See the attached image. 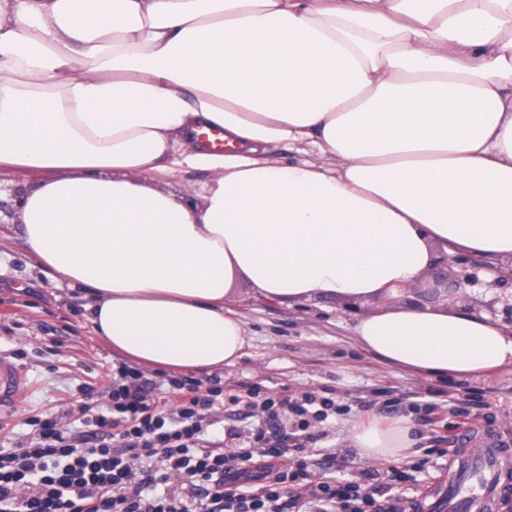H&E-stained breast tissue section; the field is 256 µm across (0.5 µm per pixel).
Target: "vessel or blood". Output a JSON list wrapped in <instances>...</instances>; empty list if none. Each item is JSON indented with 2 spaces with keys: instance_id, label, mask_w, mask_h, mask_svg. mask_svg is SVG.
<instances>
[{
  "instance_id": "1",
  "label": "vessel or blood",
  "mask_w": 512,
  "mask_h": 512,
  "mask_svg": "<svg viewBox=\"0 0 512 512\" xmlns=\"http://www.w3.org/2000/svg\"><path fill=\"white\" fill-rule=\"evenodd\" d=\"M25 389L18 365L0 356V416L11 414ZM448 479L433 489L421 512H498L512 496V439L463 431Z\"/></svg>"
}]
</instances>
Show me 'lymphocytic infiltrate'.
I'll return each mask as SVG.
<instances>
[{"mask_svg": "<svg viewBox=\"0 0 512 512\" xmlns=\"http://www.w3.org/2000/svg\"><path fill=\"white\" fill-rule=\"evenodd\" d=\"M101 395L104 406L81 402L78 424L37 414L27 445L0 444V512H407L390 491L398 468L311 470L324 423L346 412L332 389L228 396L218 375L156 380L121 362ZM229 405L250 421L217 430Z\"/></svg>", "mask_w": 512, "mask_h": 512, "instance_id": "1", "label": "lymphocytic infiltrate"}]
</instances>
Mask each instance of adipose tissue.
<instances>
[{"mask_svg": "<svg viewBox=\"0 0 512 512\" xmlns=\"http://www.w3.org/2000/svg\"><path fill=\"white\" fill-rule=\"evenodd\" d=\"M211 126L235 150L202 149ZM2 166L36 178L29 253L141 364L233 365L241 282L366 304L356 337L388 364H512L488 316L401 300L439 247L512 268V0H0ZM186 170L210 178L163 188ZM411 430L351 439L399 463ZM208 173L199 170H189L177 174L170 182V188L179 194L189 196L208 179Z\"/></svg>", "mask_w": 512, "mask_h": 512, "instance_id": "obj_1", "label": "adipose tissue"}]
</instances>
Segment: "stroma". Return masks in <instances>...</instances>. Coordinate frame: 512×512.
<instances>
[{"label": "stroma", "instance_id": "35a3bbf8", "mask_svg": "<svg viewBox=\"0 0 512 512\" xmlns=\"http://www.w3.org/2000/svg\"><path fill=\"white\" fill-rule=\"evenodd\" d=\"M30 178L0 171V353L23 370L26 387L15 413L8 417L13 437L29 432L24 421L42 412H58L74 402L82 386L99 385L122 356L96 336L86 317L83 292L51 281L29 254L19 230L18 189ZM408 303H462L512 327V272L496 261L438 252L432 267L407 291ZM229 309L243 324L249 343L234 365L218 368L225 390L258 389L264 393L335 390L348 413L330 423V436L310 461L316 474L350 477L375 468V461L354 448L351 427L377 416L413 421L414 448L401 469L411 479L395 490L420 498L448 474V460L432 452L434 442L410 408V396L435 387L449 396L465 394L487 401L491 416L485 430L512 434V365L479 375H430L379 361L357 341L354 325L360 304L315 297L288 306L258 296L239 283ZM371 402L370 411L360 408Z\"/></svg>", "mask_w": 512, "mask_h": 512}]
</instances>
